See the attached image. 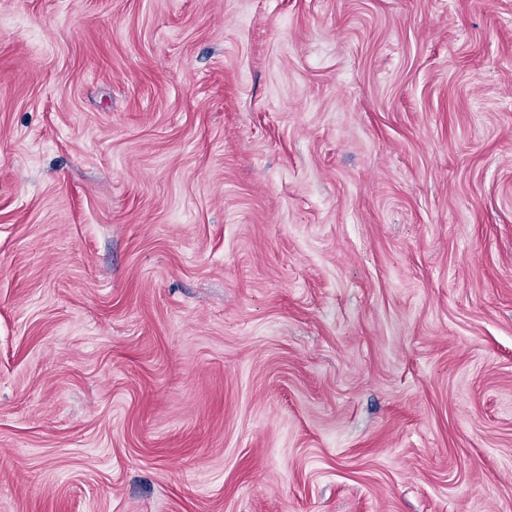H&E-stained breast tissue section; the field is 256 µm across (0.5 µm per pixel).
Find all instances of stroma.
Here are the masks:
<instances>
[{"mask_svg": "<svg viewBox=\"0 0 512 512\" xmlns=\"http://www.w3.org/2000/svg\"><path fill=\"white\" fill-rule=\"evenodd\" d=\"M0 512H512V0H0Z\"/></svg>", "mask_w": 512, "mask_h": 512, "instance_id": "1", "label": "stroma"}]
</instances>
